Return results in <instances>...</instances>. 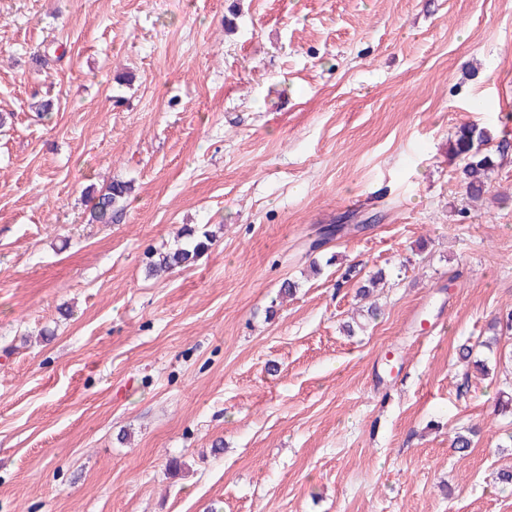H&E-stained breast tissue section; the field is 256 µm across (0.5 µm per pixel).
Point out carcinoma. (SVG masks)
Returning <instances> with one entry per match:
<instances>
[{
  "label": "carcinoma",
  "instance_id": "carcinoma-1",
  "mask_svg": "<svg viewBox=\"0 0 512 512\" xmlns=\"http://www.w3.org/2000/svg\"><path fill=\"white\" fill-rule=\"evenodd\" d=\"M493 141V135L485 128L476 124L459 128L451 144L452 152L461 157L464 162L463 173L466 179L467 193L473 200L482 197L489 174L497 165V159L505 157L508 144L499 143L496 151L488 149ZM132 192L128 182L116 181L106 189L88 194L89 222L96 224H112L120 221L125 210V202ZM351 231L346 224H328L318 231V237L312 244V249L320 248L323 241L340 236ZM182 238L185 242L174 249L150 257L147 271L150 275H160L177 268H184L194 262L213 244V237L205 234L195 235L190 227L183 229ZM495 411L501 415H512V386L508 390L498 392L495 401Z\"/></svg>",
  "mask_w": 512,
  "mask_h": 512
}]
</instances>
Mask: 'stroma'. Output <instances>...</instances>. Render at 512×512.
<instances>
[{
  "instance_id": "obj_1",
  "label": "stroma",
  "mask_w": 512,
  "mask_h": 512,
  "mask_svg": "<svg viewBox=\"0 0 512 512\" xmlns=\"http://www.w3.org/2000/svg\"><path fill=\"white\" fill-rule=\"evenodd\" d=\"M1 112L0 512H512V0H0ZM493 139V135L487 128L476 124L465 125L455 132L451 150L465 162L463 173L467 193L472 200H479L482 197L489 174L497 165V157L500 159L505 157L507 143L499 142L496 154L487 148ZM131 192L130 183L116 181L104 190L88 193L89 222L112 224L120 221L125 210V202ZM182 234V238L185 239L184 244L150 257L147 264L148 274L160 275L177 268L187 267L213 244L212 235L204 234L203 238L198 237L192 227H185Z\"/></svg>"
}]
</instances>
